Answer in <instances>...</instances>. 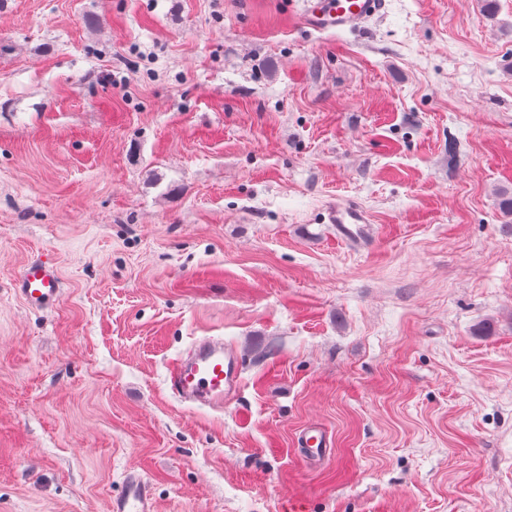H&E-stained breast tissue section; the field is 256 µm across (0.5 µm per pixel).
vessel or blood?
Segmentation results:
<instances>
[{
    "mask_svg": "<svg viewBox=\"0 0 512 512\" xmlns=\"http://www.w3.org/2000/svg\"><path fill=\"white\" fill-rule=\"evenodd\" d=\"M384 6L385 0H305L301 24L310 32L353 31L379 17ZM328 220L352 239L360 238L369 222L366 212L353 203L331 208ZM17 291L30 308L49 307L61 295L59 275L50 262L31 260L19 274ZM239 384L237 358L219 342L200 344L194 358L178 364L170 374V389L175 397L216 408L223 407L236 394ZM302 439L304 448L317 456L325 454L330 446L326 433L316 426L307 427ZM110 512H154L153 500L139 474H129L125 490L113 499Z\"/></svg>",
    "mask_w": 512,
    "mask_h": 512,
    "instance_id": "obj_1",
    "label": "vessel or blood"
}]
</instances>
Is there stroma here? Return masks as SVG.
<instances>
[{
    "label": "stroma",
    "mask_w": 512,
    "mask_h": 512,
    "mask_svg": "<svg viewBox=\"0 0 512 512\" xmlns=\"http://www.w3.org/2000/svg\"><path fill=\"white\" fill-rule=\"evenodd\" d=\"M301 7L0 0V512H512V0ZM384 6V0H307L301 24L309 32L353 31L379 17ZM330 224H337L346 238L360 239L366 224L370 220L366 212L356 204L345 203L336 205L328 212ZM16 290L31 309L39 310L58 301L61 282L54 266L38 258L24 265L17 279ZM240 372L236 356L223 343L199 345L189 363H180L170 374L175 397L223 408L237 392ZM303 439V448H307V450L317 456H321L325 454L330 448L329 439L326 433L317 426H310L304 430V434L302 436ZM110 512H154V503L145 482L130 472L124 492L112 499Z\"/></svg>",
    "instance_id": "1"
}]
</instances>
